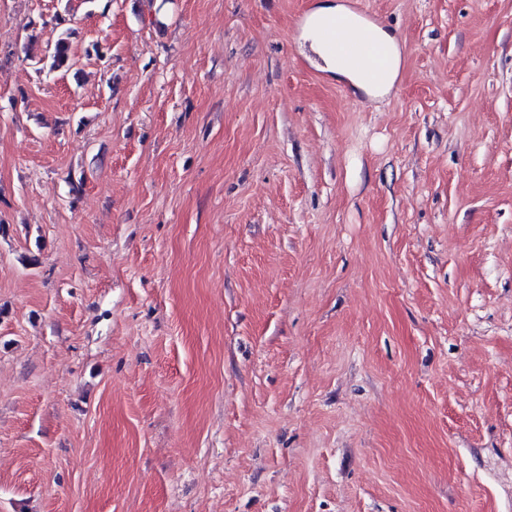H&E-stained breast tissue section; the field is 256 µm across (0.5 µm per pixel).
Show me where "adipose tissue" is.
I'll use <instances>...</instances> for the list:
<instances>
[{
    "label": "adipose tissue",
    "mask_w": 512,
    "mask_h": 512,
    "mask_svg": "<svg viewBox=\"0 0 512 512\" xmlns=\"http://www.w3.org/2000/svg\"><path fill=\"white\" fill-rule=\"evenodd\" d=\"M348 10L340 5L327 4L315 8L307 18L304 27V40L312 51L322 60L325 71L343 77L369 97L378 98L389 92L395 83L400 56L395 39L383 29L370 27L369 37L379 45L385 54V64L374 81H367L362 73L344 59L332 55L326 45L327 27L336 19L348 17Z\"/></svg>",
    "instance_id": "obj_1"
}]
</instances>
